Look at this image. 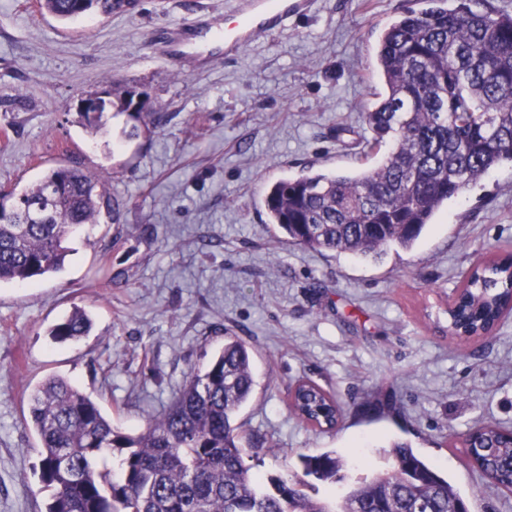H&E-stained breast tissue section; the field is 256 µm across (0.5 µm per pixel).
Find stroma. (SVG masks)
I'll return each mask as SVG.
<instances>
[{
  "mask_svg": "<svg viewBox=\"0 0 512 512\" xmlns=\"http://www.w3.org/2000/svg\"><path fill=\"white\" fill-rule=\"evenodd\" d=\"M406 6L314 0L236 59L175 68L159 35L202 13L227 26L231 0H139L69 22L40 14L36 0H0V192L74 162L110 175L121 202L69 238L60 272L0 284V512H45L50 497L24 422L36 385L66 378L135 433L228 335L252 352L255 387L238 415L259 447L252 472L279 476L300 455L333 450L351 480L389 468L402 441L469 512H512V494L471 467L462 445L482 421L512 429V314L484 340L438 329L472 265L512 255V163L449 201L411 249L378 260L282 244L263 203L278 179L379 160L364 123L383 91L374 47ZM112 81L147 94L162 126L115 107L108 135L91 137L77 104ZM76 306L90 333L53 343L49 329ZM302 378L338 396L336 429L290 411Z\"/></svg>",
  "mask_w": 512,
  "mask_h": 512,
  "instance_id": "stroma-1",
  "label": "stroma"
}]
</instances>
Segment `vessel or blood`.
Wrapping results in <instances>:
<instances>
[{
	"mask_svg": "<svg viewBox=\"0 0 512 512\" xmlns=\"http://www.w3.org/2000/svg\"><path fill=\"white\" fill-rule=\"evenodd\" d=\"M309 9L310 0H239L240 24L225 29L223 36L210 39L206 49L227 57L240 56L246 47L279 30L288 18L305 15ZM195 32V26L183 27L170 43L169 55L182 58L195 49Z\"/></svg>",
	"mask_w": 512,
	"mask_h": 512,
	"instance_id": "b4317fda",
	"label": "vessel or blood"
}]
</instances>
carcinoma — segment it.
Instances as JSON below:
<instances>
[{
  "label": "carcinoma",
  "instance_id": "1",
  "mask_svg": "<svg viewBox=\"0 0 512 512\" xmlns=\"http://www.w3.org/2000/svg\"><path fill=\"white\" fill-rule=\"evenodd\" d=\"M426 0L405 8L382 31L376 62L385 92L365 115L375 143L390 149L355 174L315 173L268 186L269 223L286 242L316 251L381 257L387 248H411L436 212L499 164L512 163V14L473 0ZM86 13L128 10L126 0H86ZM39 10L75 19L72 0H39ZM137 115L158 126L150 103ZM108 179L77 165H59L31 187L12 194V220L0 221V283L26 284L60 271L70 234L96 224ZM63 183L68 193L55 197ZM48 208L46 224L26 223V208ZM512 313V255L479 262L448 305V335H491ZM85 312L74 309L51 328L55 342L88 334ZM251 352L229 337L204 368L189 372L169 407L149 417L137 434L118 430L97 402L70 381L52 376L32 389L27 423L40 442L39 475L52 490L45 512H458L464 499L410 445L392 444L393 465L353 481L339 500H315L307 478L343 479L335 451L299 455L300 471L264 486L245 457L240 408L253 394ZM292 411L307 424L332 429L342 417L334 395L298 380ZM470 465L497 489L512 493V438L496 422L465 439ZM118 450L120 475L104 452Z\"/></svg>",
  "mask_w": 512,
  "mask_h": 512
}]
</instances>
